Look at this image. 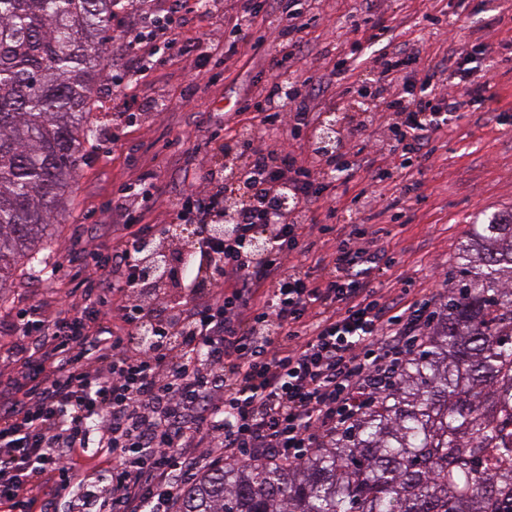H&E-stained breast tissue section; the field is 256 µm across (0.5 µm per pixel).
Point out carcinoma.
Returning a JSON list of instances; mask_svg holds the SVG:
<instances>
[{
    "label": "carcinoma",
    "mask_w": 512,
    "mask_h": 512,
    "mask_svg": "<svg viewBox=\"0 0 512 512\" xmlns=\"http://www.w3.org/2000/svg\"><path fill=\"white\" fill-rule=\"evenodd\" d=\"M115 0H0V289L96 135ZM512 211L471 225L424 345L333 448L202 472L177 512H512Z\"/></svg>",
    "instance_id": "1"
}]
</instances>
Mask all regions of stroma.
<instances>
[{
    "label": "stroma",
    "mask_w": 512,
    "mask_h": 512,
    "mask_svg": "<svg viewBox=\"0 0 512 512\" xmlns=\"http://www.w3.org/2000/svg\"><path fill=\"white\" fill-rule=\"evenodd\" d=\"M364 8L363 0H320L304 33L307 50L315 54L343 46L348 13ZM377 12L391 27V48L419 52L422 66L433 72L465 41L494 45L512 40V0H492L490 10L468 12L459 0H379ZM270 60V55L225 44L209 63L208 79L195 84L183 64H172L139 86L132 123L117 126L112 123V90L97 84L90 100L97 133L86 146L75 186L42 253L44 264L86 250H107L122 232L119 222L106 219L112 197L142 169H150L163 191L146 223L172 221L169 200L186 188L184 169L223 162L205 143L225 123L219 109H231L253 82L269 80ZM486 63L495 102L465 113L437 137L432 157L417 175L419 190L401 194L407 179L393 172L382 198L355 215L395 258L375 281L386 299L439 302L471 225L512 210V61L496 54ZM163 89L170 93L168 108L152 111L149 100ZM74 285L69 275L48 281L19 272L0 289V390L20 369L12 355L20 339L15 311L39 302L55 312ZM109 479L108 464L90 455L78 465L69 492L59 496L51 486L40 485L33 494L53 512H81L86 493L104 490Z\"/></svg>",
    "instance_id": "35a3bbf8"
}]
</instances>
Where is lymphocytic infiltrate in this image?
<instances>
[{"instance_id": "obj_1", "label": "lymphocytic infiltrate", "mask_w": 512, "mask_h": 512, "mask_svg": "<svg viewBox=\"0 0 512 512\" xmlns=\"http://www.w3.org/2000/svg\"><path fill=\"white\" fill-rule=\"evenodd\" d=\"M278 2L281 24L258 35L253 25L268 0H233L232 31L243 47L272 49V78L240 100L254 122L215 144L223 166L200 163L185 174L176 217L197 235L145 223L161 188L140 174L112 206L125 234L79 259L72 303L51 316L36 303L16 312L23 372L0 396V505L8 512H35V479L67 490L92 446L112 461L113 512L133 503L139 512H174L202 470L232 458H306L352 429L425 341L431 301L382 299L373 281L394 259L371 245L363 225H335L331 188L340 173L364 170L381 183L391 170L420 167L450 123L488 102L490 84L475 74L490 48L467 43L446 57L445 92L417 69L416 55L379 49L373 97L358 104V138L326 155L314 149L325 118L310 87L317 80L354 96L351 65L387 27L352 20L357 40L341 58L321 50L315 79L303 65L313 0ZM219 3L172 0L165 13L144 10L117 28L135 64L109 76L115 117L134 104L140 79L172 61H188L192 78H205L220 42L186 40L184 20L219 14ZM381 112L397 118L383 154L364 136ZM238 164L249 176L245 199L226 179ZM227 219L233 234H209ZM326 234L339 241L317 258L322 275L290 264Z\"/></svg>"}]
</instances>
